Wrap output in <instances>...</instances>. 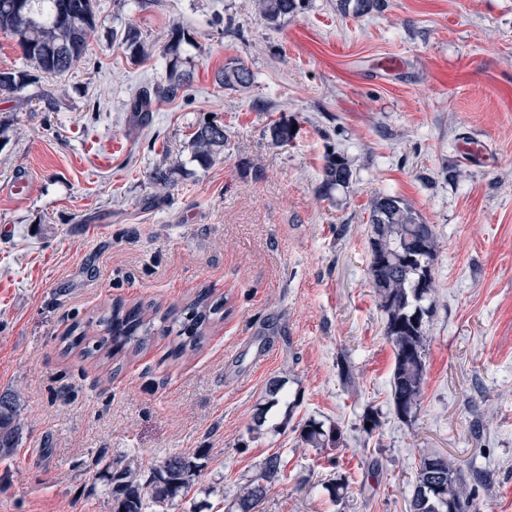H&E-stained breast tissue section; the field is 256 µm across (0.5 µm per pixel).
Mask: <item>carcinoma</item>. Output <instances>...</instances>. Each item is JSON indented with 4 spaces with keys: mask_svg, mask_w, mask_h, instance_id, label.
I'll list each match as a JSON object with an SVG mask.
<instances>
[{
    "mask_svg": "<svg viewBox=\"0 0 512 512\" xmlns=\"http://www.w3.org/2000/svg\"><path fill=\"white\" fill-rule=\"evenodd\" d=\"M310 0H255V10L270 24L303 10ZM341 10L365 14L380 10L385 0H339ZM99 23L96 0H0V32L12 38L20 49L26 67L0 70V91L21 93L38 84L42 75L62 74L77 66L86 56L89 41ZM184 32L172 28L164 52L169 56L166 82L142 91L131 103L133 112L151 111L157 98L172 96L190 85L192 73L181 68V44ZM123 44L132 57H145L148 47L139 31L129 27ZM222 87L245 90L253 83V74L242 63L231 61L216 73ZM224 126L205 123L191 137L192 156L202 166L209 165L224 149ZM353 176L348 159L338 153L327 155L320 189L347 186ZM370 259L368 272L385 314L384 336L392 345L394 366L390 381L391 402L395 414L409 422L416 417L424 394L426 379V342L424 318L432 312L436 291L433 261L438 242L433 225L426 224L403 198L379 195L371 206ZM224 303L210 300L202 291L182 312L171 310L162 317L163 331L181 341L173 348L178 358L196 350L206 328L223 314ZM156 311L137 304L126 307L117 302L97 320L75 324L64 337L68 347H83L88 357L97 356L106 345L117 348L133 342L144 345L152 336ZM285 382L271 379L263 403L257 407L255 420L261 424L267 413L287 400ZM17 397L0 396V456L14 453L20 438ZM342 432L337 425L325 426L315 418L300 423L299 439L303 446L327 448L339 444ZM198 465L184 455L170 456L155 465L146 481L128 465L103 460L101 477L110 487L113 512H144V494L157 503L173 501L188 493ZM281 456H267L257 474L239 488L233 501L235 512H262L269 486L279 480ZM471 476L457 463L440 453L428 451L420 457L416 485L409 512H470ZM350 485L341 474L331 480L326 490L332 499L345 497Z\"/></svg>",
    "mask_w": 512,
    "mask_h": 512,
    "instance_id": "cac0c4a2",
    "label": "carcinoma"
}]
</instances>
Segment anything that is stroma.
<instances>
[{
	"label": "stroma",
	"mask_w": 512,
	"mask_h": 512,
	"mask_svg": "<svg viewBox=\"0 0 512 512\" xmlns=\"http://www.w3.org/2000/svg\"><path fill=\"white\" fill-rule=\"evenodd\" d=\"M98 15L80 65L24 99L0 92V394H17L22 424L0 459V512H112L99 458L146 476L178 454L199 457L191 491L147 512H225L274 453L284 469L264 512H407L425 450L488 473L476 512H512V0H387L358 17L310 0L274 25L253 0H98ZM175 25L193 81L140 122L129 103L165 76ZM130 26L148 58L122 45ZM233 59L250 88L216 83ZM209 118L226 142L203 167L189 140ZM278 120L296 127L281 146ZM474 139L485 164L459 157ZM330 149L353 177L323 196ZM168 167L158 191L150 175ZM24 175L35 187L19 197ZM381 194L439 242L409 423L389 401L394 355L368 274ZM204 289L224 316L180 359L160 331L109 359L65 342L112 303L163 314ZM275 377L289 402L253 430ZM311 417L340 427L337 447L301 445ZM341 473L352 483L336 502L326 485Z\"/></svg>",
	"instance_id": "stroma-1"
}]
</instances>
